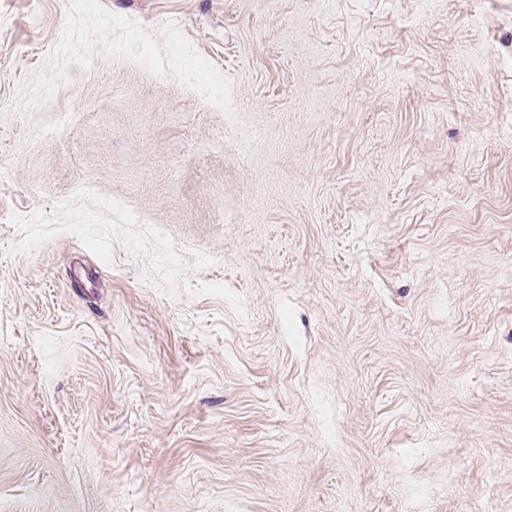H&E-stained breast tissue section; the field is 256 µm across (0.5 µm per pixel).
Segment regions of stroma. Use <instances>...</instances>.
I'll return each mask as SVG.
<instances>
[{
    "label": "stroma",
    "mask_w": 512,
    "mask_h": 512,
    "mask_svg": "<svg viewBox=\"0 0 512 512\" xmlns=\"http://www.w3.org/2000/svg\"><path fill=\"white\" fill-rule=\"evenodd\" d=\"M100 3L236 115L0 0V512H512V0Z\"/></svg>",
    "instance_id": "35a3bbf8"
}]
</instances>
